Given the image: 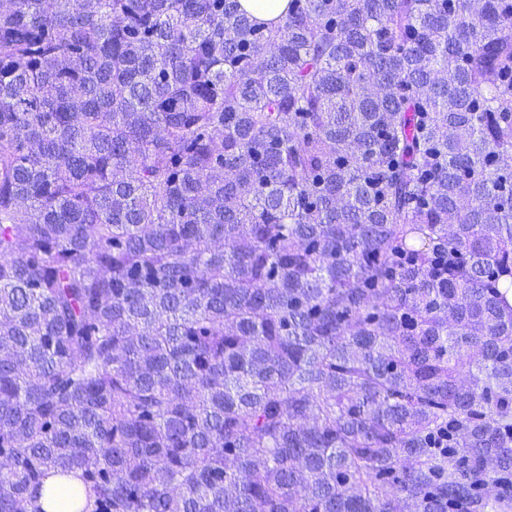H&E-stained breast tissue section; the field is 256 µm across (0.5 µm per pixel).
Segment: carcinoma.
I'll return each instance as SVG.
<instances>
[{"mask_svg":"<svg viewBox=\"0 0 512 512\" xmlns=\"http://www.w3.org/2000/svg\"><path fill=\"white\" fill-rule=\"evenodd\" d=\"M512 0H0V512H512ZM62 489H70L73 493L74 504L72 507L70 502L61 495ZM39 504L44 512H79L86 502L82 497L77 496V489L74 487L73 481L57 475H50L44 480Z\"/></svg>","mask_w":512,"mask_h":512,"instance_id":"cac0c4a2","label":"carcinoma"}]
</instances>
